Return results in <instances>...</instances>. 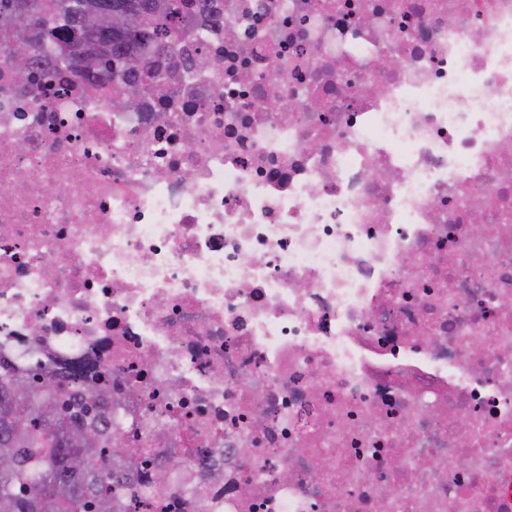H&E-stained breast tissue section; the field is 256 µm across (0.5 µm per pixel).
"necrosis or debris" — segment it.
<instances>
[{
    "mask_svg": "<svg viewBox=\"0 0 512 512\" xmlns=\"http://www.w3.org/2000/svg\"><path fill=\"white\" fill-rule=\"evenodd\" d=\"M208 4L133 109L0 58V364L137 512H504L512 0Z\"/></svg>",
    "mask_w": 512,
    "mask_h": 512,
    "instance_id": "obj_1",
    "label": "necrosis or debris"
}]
</instances>
